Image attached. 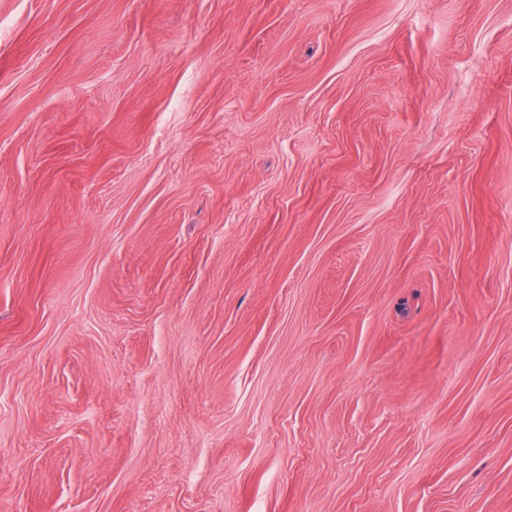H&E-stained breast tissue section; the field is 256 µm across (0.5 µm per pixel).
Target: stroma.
Segmentation results:
<instances>
[{
	"label": "stroma",
	"mask_w": 512,
	"mask_h": 512,
	"mask_svg": "<svg viewBox=\"0 0 512 512\" xmlns=\"http://www.w3.org/2000/svg\"><path fill=\"white\" fill-rule=\"evenodd\" d=\"M0 512H512V0H0Z\"/></svg>",
	"instance_id": "stroma-1"
}]
</instances>
